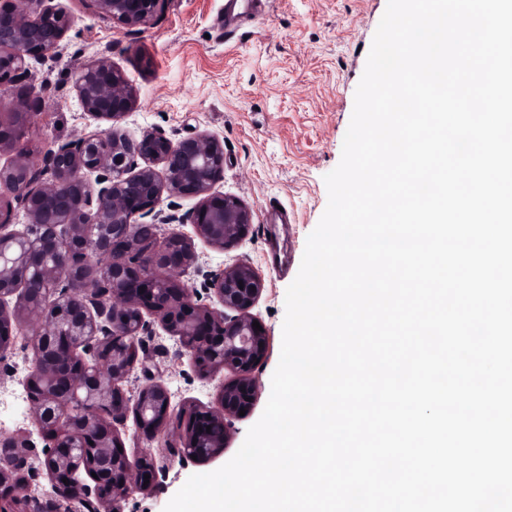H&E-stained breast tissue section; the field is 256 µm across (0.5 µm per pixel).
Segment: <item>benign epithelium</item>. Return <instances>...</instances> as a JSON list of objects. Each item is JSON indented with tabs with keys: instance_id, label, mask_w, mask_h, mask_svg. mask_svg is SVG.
<instances>
[{
	"instance_id": "7a95c632",
	"label": "benign epithelium",
	"mask_w": 512,
	"mask_h": 512,
	"mask_svg": "<svg viewBox=\"0 0 512 512\" xmlns=\"http://www.w3.org/2000/svg\"><path fill=\"white\" fill-rule=\"evenodd\" d=\"M160 2L92 6L120 24L145 26ZM71 24L53 0H0V97L31 80L28 60L54 55ZM76 86L84 114L110 126L47 149L39 163L19 142L41 115V95L0 112V154L15 152L0 165V355L20 337L32 348L22 385L35 427L0 436V512H61L65 502L80 512H121L132 491L156 488L152 449H118L130 414L147 442L180 430L187 462L221 454L230 418L252 405L256 360L268 349L250 313L264 290L253 267L235 261L212 274L213 307L179 280L198 265L192 240L160 234L162 224L189 223L222 251L246 236L250 209L213 192L224 180L223 143L208 134L177 141L153 131L126 134L121 123L135 96L106 57L88 61ZM165 195L198 203L185 215H164L156 207ZM16 206L26 218L21 226ZM94 257L103 264L92 267ZM156 325L177 338L200 377L232 374L218 407L176 413L162 384L125 390L147 362L142 336ZM42 475L52 487L45 499L32 492Z\"/></svg>"
}]
</instances>
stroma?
Listing matches in <instances>:
<instances>
[{
    "mask_svg": "<svg viewBox=\"0 0 512 512\" xmlns=\"http://www.w3.org/2000/svg\"><path fill=\"white\" fill-rule=\"evenodd\" d=\"M73 20L59 51L32 64V84L20 83L0 96L10 111L29 86L40 89L43 115L28 137L44 147L102 129L84 115L76 78L83 63L108 55L128 80L136 104L123 128L133 136L158 131L178 140L207 133L227 142L224 179L216 192L243 200L252 223L243 241L221 251L196 242L199 265L184 281L210 301L209 276L225 263H250L265 289L252 309L269 337L266 358L255 371L257 393L249 411L233 421L220 456L182 464L166 439L152 448L164 475L156 490L133 492L123 512H163L194 474L214 471L243 444L260 418L279 363L285 296L298 274L308 236L328 204L326 174L340 162L355 92L387 0H271L266 13L242 15L224 28L225 0H166L151 24L126 27L94 14L87 0H55ZM155 343L167 356L149 371H135L127 387L159 382L173 402L213 406L223 375L197 377L189 357H176L165 333ZM32 351L15 347L11 378L0 380V436L30 427L22 378Z\"/></svg>",
    "mask_w": 512,
    "mask_h": 512,
    "instance_id": "35a3bbf8",
    "label": "stroma"
}]
</instances>
